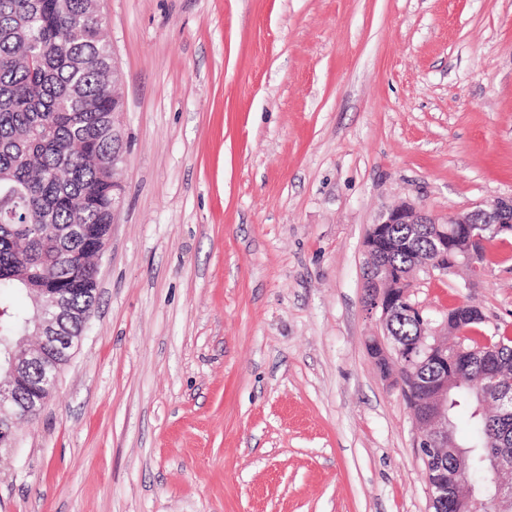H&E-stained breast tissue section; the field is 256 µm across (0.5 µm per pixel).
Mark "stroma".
<instances>
[{
	"label": "stroma",
	"instance_id": "1",
	"mask_svg": "<svg viewBox=\"0 0 512 512\" xmlns=\"http://www.w3.org/2000/svg\"><path fill=\"white\" fill-rule=\"evenodd\" d=\"M123 208L0 512H431L420 432L368 345L364 240L512 195V0H103ZM488 271L415 273L512 335Z\"/></svg>",
	"mask_w": 512,
	"mask_h": 512
}]
</instances>
